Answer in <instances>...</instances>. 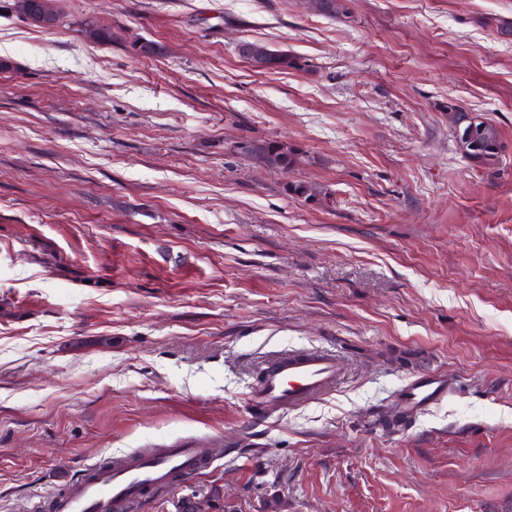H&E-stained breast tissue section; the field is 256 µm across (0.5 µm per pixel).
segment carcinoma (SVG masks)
<instances>
[{
	"label": "carcinoma",
	"mask_w": 512,
	"mask_h": 512,
	"mask_svg": "<svg viewBox=\"0 0 512 512\" xmlns=\"http://www.w3.org/2000/svg\"><path fill=\"white\" fill-rule=\"evenodd\" d=\"M85 33L92 39L108 43L112 41V31L104 25L85 23ZM267 62V72H287L289 70L309 72L314 70L312 60L285 51L258 45ZM448 109L459 112L458 125L452 128V135L458 151L469 165L476 169L495 171L499 169L504 151V143L499 128L489 119L476 114L465 113V108L452 102ZM247 156L259 158L267 166L287 172L298 162L299 155L278 141L263 144L248 143L240 148Z\"/></svg>",
	"instance_id": "carcinoma-1"
}]
</instances>
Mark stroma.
<instances>
[{"instance_id":"obj_1","label":"stroma","mask_w":512,"mask_h":512,"mask_svg":"<svg viewBox=\"0 0 512 512\" xmlns=\"http://www.w3.org/2000/svg\"><path fill=\"white\" fill-rule=\"evenodd\" d=\"M56 2L52 29L0 10V512L188 439L221 454L142 512L213 487L231 512H512V0ZM244 41L315 69L255 73ZM452 103L499 127V171L458 153ZM302 348L344 381L257 415L264 361ZM430 371L452 394L385 426ZM246 156L259 158L267 166L288 172L298 162L299 155L289 148H286L278 141H268L263 144L248 143L239 148Z\"/></svg>"}]
</instances>
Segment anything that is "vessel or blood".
Here are the masks:
<instances>
[{"label":"vessel or blood","instance_id":"obj_1","mask_svg":"<svg viewBox=\"0 0 512 512\" xmlns=\"http://www.w3.org/2000/svg\"><path fill=\"white\" fill-rule=\"evenodd\" d=\"M341 379L335 354L310 350L272 358L250 392L252 408L266 413L296 407L333 390ZM453 391L440 373L410 376L401 390L400 407L410 418L438 404ZM214 449L194 441L168 448L134 450L109 464L86 468L52 502L53 512H139L149 496L166 491L177 478L208 466Z\"/></svg>","mask_w":512,"mask_h":512}]
</instances>
